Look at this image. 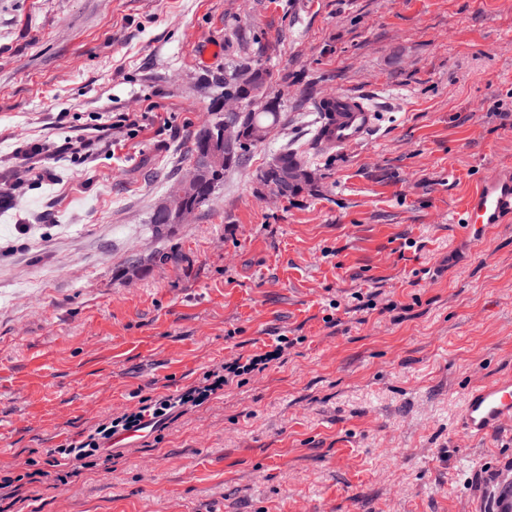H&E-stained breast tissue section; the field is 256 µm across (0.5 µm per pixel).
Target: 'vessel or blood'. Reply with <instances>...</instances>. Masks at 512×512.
I'll return each instance as SVG.
<instances>
[{"label":"vessel or blood","mask_w":512,"mask_h":512,"mask_svg":"<svg viewBox=\"0 0 512 512\" xmlns=\"http://www.w3.org/2000/svg\"><path fill=\"white\" fill-rule=\"evenodd\" d=\"M324 122L319 137L330 148H343L364 140L376 114L356 96L342 94L321 100ZM512 219V170L482 180L467 198L458 222L474 238H483L488 225ZM512 420V377L502 378L469 391L464 402L460 428L465 435L492 434Z\"/></svg>","instance_id":"obj_1"}]
</instances>
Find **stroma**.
<instances>
[{"mask_svg":"<svg viewBox=\"0 0 512 512\" xmlns=\"http://www.w3.org/2000/svg\"><path fill=\"white\" fill-rule=\"evenodd\" d=\"M221 42L203 60L202 46ZM273 73L280 122L212 202L156 237L212 82ZM360 94L323 151L319 99ZM89 156L64 150L68 138ZM52 179L13 182L31 144ZM315 182L256 174L284 148ZM512 167V0H0V476L137 394L291 345L111 471L26 486L39 512H490L512 424L460 429L512 374V223L457 222ZM324 115L319 137L328 148H343L364 140L374 125L376 113L350 94L337 95L318 103Z\"/></svg>","mask_w":512,"mask_h":512,"instance_id":"stroma-1","label":"stroma"}]
</instances>
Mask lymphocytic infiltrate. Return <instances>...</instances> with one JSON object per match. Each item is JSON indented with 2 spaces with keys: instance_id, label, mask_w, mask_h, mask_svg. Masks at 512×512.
<instances>
[{
  "instance_id": "obj_1",
  "label": "lymphocytic infiltrate",
  "mask_w": 512,
  "mask_h": 512,
  "mask_svg": "<svg viewBox=\"0 0 512 512\" xmlns=\"http://www.w3.org/2000/svg\"><path fill=\"white\" fill-rule=\"evenodd\" d=\"M276 357V351L272 350L243 361L237 359L226 364L224 372H203L197 384L186 389L170 393L153 391L140 396L134 410L107 418L93 430L80 433L51 449L44 467H37L35 459L26 460L23 473L0 477V512H16L15 506L20 501L19 491L24 485L42 479L66 484L78 477L82 470L112 465L122 455L117 447L122 435L144 429L163 431L187 407L201 405L222 395L229 383V375L239 376L264 370Z\"/></svg>"
}]
</instances>
